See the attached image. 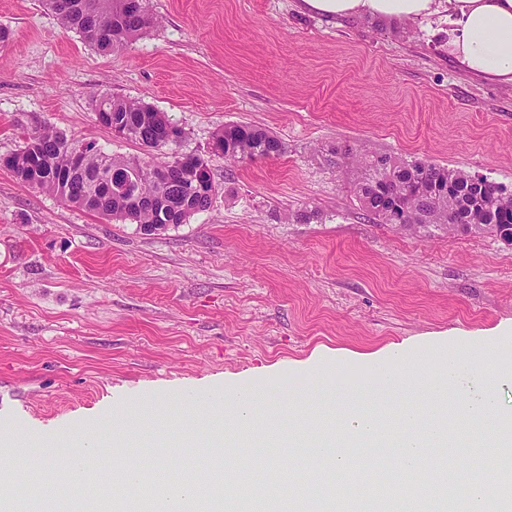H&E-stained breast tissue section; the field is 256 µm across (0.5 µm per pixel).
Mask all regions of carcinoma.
Returning a JSON list of instances; mask_svg holds the SVG:
<instances>
[{"mask_svg": "<svg viewBox=\"0 0 512 512\" xmlns=\"http://www.w3.org/2000/svg\"><path fill=\"white\" fill-rule=\"evenodd\" d=\"M67 29L77 33L102 54L123 48L157 19L148 12L145 0L138 8L122 7V0H43ZM95 111L105 112L104 126L115 124L125 130L124 139L139 143L166 157L157 164L138 165L137 181L147 189L161 188L166 217L179 216L185 202L183 181L197 178L199 188L191 207L200 212L210 207L216 186L207 161L193 154H178L175 148L184 132L176 128L177 139L166 142L165 115L135 100L100 98ZM224 142V159L253 161L282 156L284 142L262 128L228 123L214 133ZM88 148L80 157L74 150ZM333 164L351 173L350 189L374 224H389L400 230H443L469 235L490 234L512 238V190L492 181L472 184V174L436 163L423 166L414 156H392L369 149L354 154L348 149H330ZM4 168L21 182L60 196L65 201L137 225L148 234L161 219L158 210L127 203L129 194L112 187V168L127 167L131 161L101 151L93 141L82 144L68 140L49 128H37L25 136L23 146L3 157ZM387 186L398 200L390 210L377 188Z\"/></svg>", "mask_w": 512, "mask_h": 512, "instance_id": "obj_1", "label": "carcinoma"}]
</instances>
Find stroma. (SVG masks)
<instances>
[{
    "instance_id": "35a3bbf8",
    "label": "stroma",
    "mask_w": 512,
    "mask_h": 512,
    "mask_svg": "<svg viewBox=\"0 0 512 512\" xmlns=\"http://www.w3.org/2000/svg\"><path fill=\"white\" fill-rule=\"evenodd\" d=\"M158 27L109 55L64 29L40 0H0V155L47 126L105 152L151 161L95 120L103 95L135 99L184 131L179 153L207 158L216 195L186 224L146 235L29 187L0 168V435L30 446L63 433L115 459L113 416L169 411L132 441L144 470L206 473L193 434L209 393L268 375L293 434L281 466L311 459L310 423L333 430L370 411L326 386L376 377L363 355L416 347L434 385L445 336L501 352L512 329V246L490 235L410 234L369 221L330 148L367 145L488 177L512 189V84L454 65L439 18L338 19L300 0H147ZM228 122L278 136L275 159L208 153ZM315 208L323 220L290 224ZM348 359L307 369L318 351ZM512 410V372L463 382L456 412L481 389Z\"/></svg>"
}]
</instances>
